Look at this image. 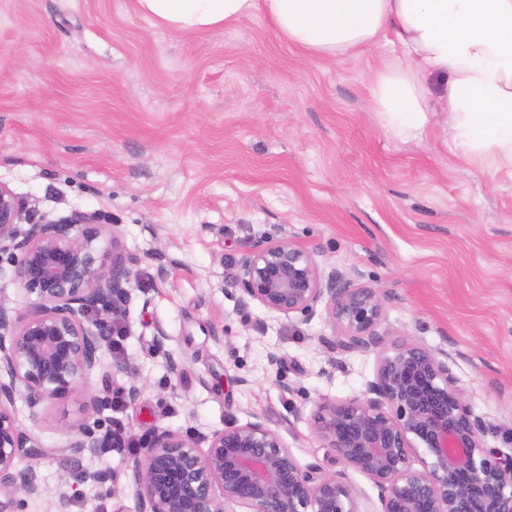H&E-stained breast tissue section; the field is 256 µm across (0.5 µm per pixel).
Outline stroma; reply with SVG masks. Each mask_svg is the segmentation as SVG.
Returning <instances> with one entry per match:
<instances>
[{
    "label": "stroma",
    "instance_id": "stroma-1",
    "mask_svg": "<svg viewBox=\"0 0 512 512\" xmlns=\"http://www.w3.org/2000/svg\"><path fill=\"white\" fill-rule=\"evenodd\" d=\"M387 56H310L259 14L186 31L135 0H0V184L35 223L102 213L137 260L123 348H105L91 387H126L110 374L120 355L144 392L104 418L137 437L201 438L256 413L301 465L335 471L310 416L360 396L378 354L327 349L325 313L304 322L241 304V253L287 239L381 289L388 340L452 353L488 446L512 454V177L461 162L446 113L417 138L385 130L370 87ZM16 408L50 449L36 463L44 485L74 493L71 512H136L131 492L101 496L59 463L78 401L36 422Z\"/></svg>",
    "mask_w": 512,
    "mask_h": 512
}]
</instances>
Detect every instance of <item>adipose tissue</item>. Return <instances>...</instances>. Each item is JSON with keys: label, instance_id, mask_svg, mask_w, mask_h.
<instances>
[{"label": "adipose tissue", "instance_id": "1", "mask_svg": "<svg viewBox=\"0 0 512 512\" xmlns=\"http://www.w3.org/2000/svg\"><path fill=\"white\" fill-rule=\"evenodd\" d=\"M176 28L219 27L262 14L276 37L313 56L379 42L394 62L379 68L371 103L383 125L420 136L448 115L456 156L512 169V0H137ZM441 95L432 100L428 81Z\"/></svg>", "mask_w": 512, "mask_h": 512}]
</instances>
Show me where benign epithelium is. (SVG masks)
I'll return each instance as SVG.
<instances>
[{
	"instance_id": "7a95c632",
	"label": "benign epithelium",
	"mask_w": 512,
	"mask_h": 512,
	"mask_svg": "<svg viewBox=\"0 0 512 512\" xmlns=\"http://www.w3.org/2000/svg\"><path fill=\"white\" fill-rule=\"evenodd\" d=\"M25 220L21 200L0 184V276L10 275L24 297L19 307L0 297V512H26L29 499L44 497L48 512H69L72 497L48 492L38 477L34 461L46 450L18 422L16 401L36 421L48 403L81 400L84 420L65 430L61 461L105 497L122 491L83 460L129 440L99 417L107 399L90 379L130 295L135 260L120 250L117 225L103 224L98 212ZM235 282L244 303L287 319L309 321L325 310L339 330L323 340L332 351L378 352L361 396L324 401L311 415L312 433L339 469L301 466L258 414L201 441L156 427L138 438L125 466L136 512H362L352 472L376 486L379 512H512V454L487 447L489 424L458 385L448 353L386 342L378 289L324 272L314 253L286 239L254 241ZM111 368L129 380L125 404H136L143 386L134 365L117 358Z\"/></svg>"
}]
</instances>
